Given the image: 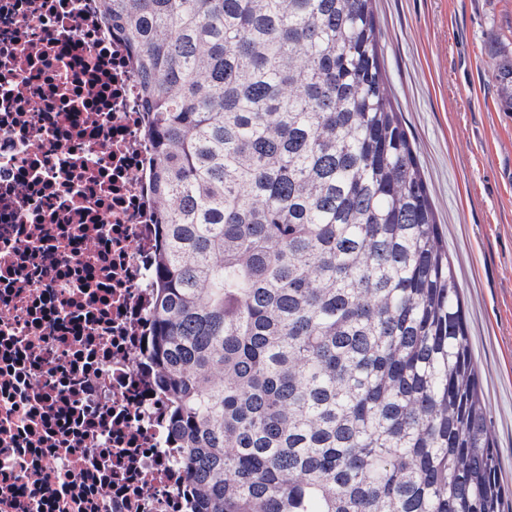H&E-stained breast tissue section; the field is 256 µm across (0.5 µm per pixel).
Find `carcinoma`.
<instances>
[{"label": "carcinoma", "instance_id": "1", "mask_svg": "<svg viewBox=\"0 0 512 512\" xmlns=\"http://www.w3.org/2000/svg\"><path fill=\"white\" fill-rule=\"evenodd\" d=\"M153 149L147 350L193 512H503L373 0H105ZM512 112V53L494 70Z\"/></svg>", "mask_w": 512, "mask_h": 512}]
</instances>
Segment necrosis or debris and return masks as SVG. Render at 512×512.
Returning a JSON list of instances; mask_svg holds the SVG:
<instances>
[{"mask_svg":"<svg viewBox=\"0 0 512 512\" xmlns=\"http://www.w3.org/2000/svg\"><path fill=\"white\" fill-rule=\"evenodd\" d=\"M151 156L105 0H0V512H189L142 343Z\"/></svg>","mask_w":512,"mask_h":512,"instance_id":"4bbe7bcc","label":"necrosis or debris"}]
</instances>
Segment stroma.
Returning a JSON list of instances; mask_svg holds the SVG:
<instances>
[{
    "instance_id": "stroma-1",
    "label": "stroma",
    "mask_w": 512,
    "mask_h": 512,
    "mask_svg": "<svg viewBox=\"0 0 512 512\" xmlns=\"http://www.w3.org/2000/svg\"><path fill=\"white\" fill-rule=\"evenodd\" d=\"M375 15L389 96L464 299L499 479L512 488V112L490 54L512 49V0H376Z\"/></svg>"
}]
</instances>
